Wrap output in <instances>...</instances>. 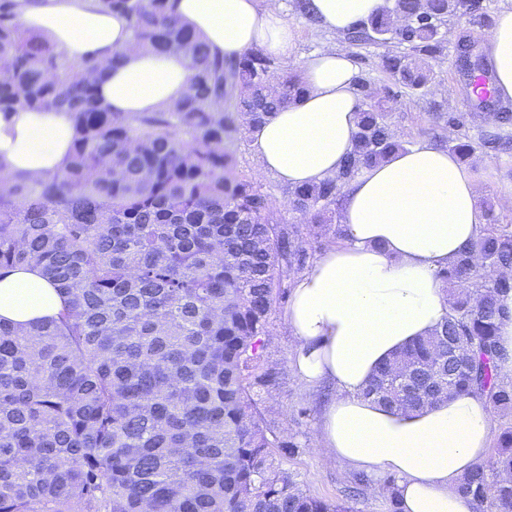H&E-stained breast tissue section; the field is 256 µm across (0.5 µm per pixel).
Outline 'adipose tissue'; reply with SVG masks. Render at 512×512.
Returning <instances> with one entry per match:
<instances>
[{
	"label": "adipose tissue",
	"mask_w": 512,
	"mask_h": 512,
	"mask_svg": "<svg viewBox=\"0 0 512 512\" xmlns=\"http://www.w3.org/2000/svg\"><path fill=\"white\" fill-rule=\"evenodd\" d=\"M213 55L230 60L259 48L284 55L297 37L281 0H172ZM26 29L47 36L69 60L121 53L97 83L115 112H155L185 97L187 62L175 51L134 46L127 17L97 0H19ZM386 0H307L312 36L346 34L382 12ZM497 88L512 99V10L501 11L484 43ZM351 58L336 49L301 67L305 92L251 129L260 167L296 187L336 174L353 148L362 101ZM73 139L67 111L19 109L0 115V163L40 178L63 165ZM479 187L452 152L421 143L356 177L342 202L346 243L330 247L298 277L284 314L296 341L294 375L312 391L329 387L315 444L325 463L339 462L397 480L400 512H476L459 489L488 452L494 421L485 398L452 396L419 411H395L364 399L377 367L448 315L437 277L484 222ZM63 297L39 269L0 275V319L30 326L58 315Z\"/></svg>",
	"instance_id": "obj_1"
}]
</instances>
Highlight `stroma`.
I'll use <instances>...</instances> for the list:
<instances>
[{
    "label": "stroma",
    "instance_id": "1",
    "mask_svg": "<svg viewBox=\"0 0 512 512\" xmlns=\"http://www.w3.org/2000/svg\"><path fill=\"white\" fill-rule=\"evenodd\" d=\"M289 22L299 29L298 38L287 54L275 58L273 68L280 75L299 73L303 62L312 54L333 47L346 52L354 61L357 74L370 78L377 96L394 90L395 84L382 70L384 55L398 52L397 43L385 45H351L345 38L321 35L312 38L309 24L299 8V0H282ZM487 17L483 24L450 19L444 27L440 53L432 62V81L428 91L402 94L391 112L390 122L395 134L411 143L429 142L447 148L450 130L445 122L436 120V113H465L470 129L486 126V111L471 96L470 79L457 68L458 45L468 38L483 43L493 28L498 14L512 10V0H486ZM237 168L242 174L261 185L263 191L276 202V215L285 216L288 201L286 185L273 174L261 171L249 139L234 136L228 143ZM465 166L475 176L480 190L479 205L492 208L499 223L512 224V153L487 156L475 153ZM296 272L284 273L281 288L285 295L277 302L270 318L272 342L267 349L266 363L280 373L279 383L269 390H260L259 408L264 421L281 439L298 445L296 454L278 456L280 467L296 476L310 494L332 502H350L355 512H387L383 496L364 494L349 499L347 486L352 477L345 465L323 466L314 446L317 425L325 402V392H309L289 367L294 340L282 320L288 306L286 294L291 291Z\"/></svg>",
    "mask_w": 512,
    "mask_h": 512
}]
</instances>
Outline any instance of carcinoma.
Wrapping results in <instances>:
<instances>
[{
    "label": "carcinoma",
    "instance_id": "obj_1",
    "mask_svg": "<svg viewBox=\"0 0 512 512\" xmlns=\"http://www.w3.org/2000/svg\"><path fill=\"white\" fill-rule=\"evenodd\" d=\"M129 20L134 44L183 54L192 93L157 112H113L90 76L119 62L69 61L24 29L18 0H0V114L65 108L73 148L62 168L33 181L0 165V269L35 264L65 297L59 317L33 327L0 322V512H349L304 490L274 465L296 446L264 422L255 388H273L265 366L268 324L283 268L307 252L278 226L269 196L234 171L224 147L299 99L297 75L271 84L259 50L234 61L210 54L170 0H99ZM476 21L484 0H394L348 33L353 45L409 46L382 68L407 90L430 83L448 17ZM364 105L353 149L336 176L288 189V213L316 228L336 221L345 187L408 141L391 129L399 94ZM470 134L462 113L450 148L461 159L508 150L511 112ZM479 236L438 272L448 317L378 369L364 396L398 411L441 395L475 392L512 410L499 320L512 314V227L493 211ZM459 337L462 356L448 346ZM493 467L481 462L461 490L512 512V429L497 436Z\"/></svg>",
    "mask_w": 512,
    "mask_h": 512
}]
</instances>
